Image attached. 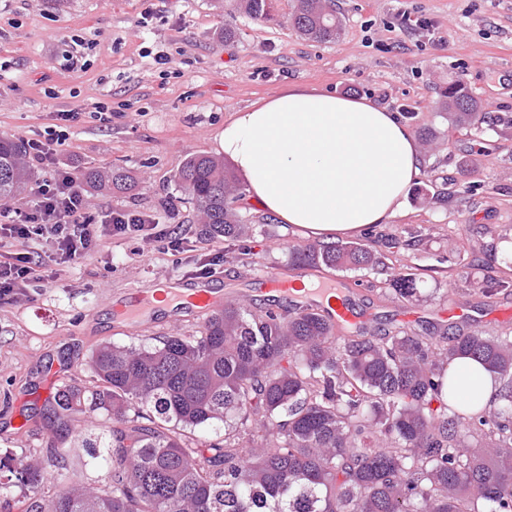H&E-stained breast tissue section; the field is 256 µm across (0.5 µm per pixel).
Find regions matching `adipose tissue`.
<instances>
[{
    "instance_id": "obj_1",
    "label": "adipose tissue",
    "mask_w": 512,
    "mask_h": 512,
    "mask_svg": "<svg viewBox=\"0 0 512 512\" xmlns=\"http://www.w3.org/2000/svg\"><path fill=\"white\" fill-rule=\"evenodd\" d=\"M216 141L251 202L326 242L396 218L421 174L418 140L395 113L314 88L291 86L234 113ZM452 370L466 398L494 394L497 379L477 359Z\"/></svg>"
}]
</instances>
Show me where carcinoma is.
Instances as JSON below:
<instances>
[{
	"instance_id": "carcinoma-1",
	"label": "carcinoma",
	"mask_w": 512,
	"mask_h": 512,
	"mask_svg": "<svg viewBox=\"0 0 512 512\" xmlns=\"http://www.w3.org/2000/svg\"><path fill=\"white\" fill-rule=\"evenodd\" d=\"M332 0H296L291 22L333 42ZM238 14L271 21L268 0H237ZM456 125H475L478 102L460 83L445 92ZM25 145L0 136V203L28 190ZM176 182L205 217L203 232L235 242L243 199L223 162L191 154ZM295 264L341 271L383 265L358 242L288 245ZM400 298L411 274L388 280ZM473 357L498 375L481 405L459 399L449 366ZM87 364L92 387L62 386L49 405L59 468L99 458L96 444L62 448L69 421L112 417L103 478L45 495L54 472L28 456L0 455V495L17 488L23 512H512V336L456 329L440 336L369 329L338 335L319 308L269 299L259 314L239 302L211 314L196 336L105 344ZM224 427L200 448L196 432Z\"/></svg>"
}]
</instances>
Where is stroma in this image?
I'll return each mask as SVG.
<instances>
[{"instance_id": "1", "label": "stroma", "mask_w": 512, "mask_h": 512, "mask_svg": "<svg viewBox=\"0 0 512 512\" xmlns=\"http://www.w3.org/2000/svg\"><path fill=\"white\" fill-rule=\"evenodd\" d=\"M293 0H275V21L235 17L234 0H0V134L45 140L66 131L60 159L74 174L123 170L131 192L88 190L92 211L157 215L184 242L174 250L140 236L106 238L85 260L57 267L52 282L0 298V451L44 457L50 431L40 417L62 385H92L86 361L105 343L194 336L205 319L160 309L126 327L114 306L160 284L204 285L260 306L261 274L288 267V245L306 242L242 200L238 245L202 232L175 176L188 155L216 154L225 119L290 85L366 97L407 115L422 173L401 216L356 240L385 266L334 277L372 313L376 332L447 326L449 302L470 304L459 326L512 334V294L487 298L485 281L512 279V0H336V41L301 37ZM239 34L227 42L224 22ZM462 82L480 106L479 129L454 126L442 97ZM108 107L110 123L94 117ZM443 191L423 202L418 189ZM209 274H201L202 265ZM411 273L421 295L395 297L391 274Z\"/></svg>"}]
</instances>
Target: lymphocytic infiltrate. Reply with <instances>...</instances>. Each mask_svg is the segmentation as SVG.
I'll return each instance as SVG.
<instances>
[{"label":"lymphocytic infiltrate","mask_w":512,"mask_h":512,"mask_svg":"<svg viewBox=\"0 0 512 512\" xmlns=\"http://www.w3.org/2000/svg\"><path fill=\"white\" fill-rule=\"evenodd\" d=\"M65 142L66 133L59 130L45 140L29 143L33 165L50 170L51 175L37 183L26 206L0 207V244L13 247L10 260L0 261V297L32 282L51 281L55 265L88 258L108 237L148 232L160 241L179 242L171 227L160 226L157 219L145 214L111 210L98 217L91 215L85 190L69 169L57 164ZM36 240L49 242L51 253L32 249Z\"/></svg>","instance_id":"obj_1"}]
</instances>
